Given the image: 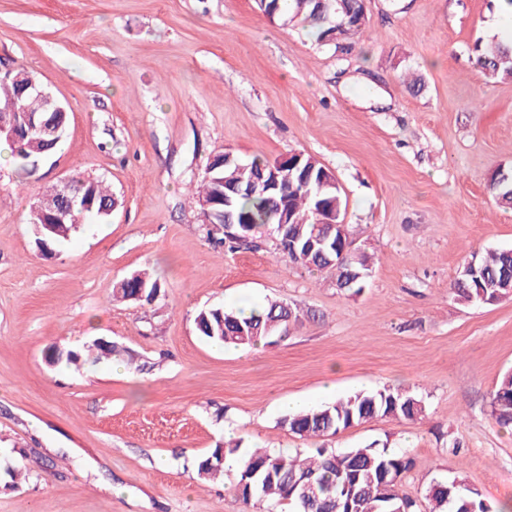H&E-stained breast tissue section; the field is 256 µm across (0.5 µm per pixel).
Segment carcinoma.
<instances>
[{
    "instance_id": "carcinoma-1",
    "label": "carcinoma",
    "mask_w": 512,
    "mask_h": 512,
    "mask_svg": "<svg viewBox=\"0 0 512 512\" xmlns=\"http://www.w3.org/2000/svg\"><path fill=\"white\" fill-rule=\"evenodd\" d=\"M259 9L277 10L281 20L304 23L316 29L317 40L331 44L335 51L346 54L355 45L367 25L359 0H332L322 8L315 0H269L257 2ZM476 60L489 80L512 79V63L505 60L512 51V41L493 39L479 42L474 48ZM23 110L46 117L45 102L37 95L21 96L19 87L11 81H0V113ZM17 167L29 175L36 173L40 161L39 147L26 140L24 145H10ZM271 163L256 156L240 165H225L220 161L206 163L198 179V197L212 203L214 222L224 225V213L235 222L234 234L221 238V243L232 248L256 247L270 230L278 228L277 221L284 210L290 215L286 233L276 234L282 242V254L294 264L306 268L328 270L339 274L330 260L340 254L338 236L331 235L326 244L311 249L307 247L316 228L319 206L328 199L341 197V191H318L316 181L322 164L310 155L303 156L301 166L312 171V178L305 182L292 177L286 183V191H265L258 186L248 190L249 183L258 178L261 170ZM236 184L240 192L224 204V184ZM73 192L78 199L91 205L86 215L106 220L109 215L99 210L102 202L115 203L112 192L99 180H74ZM75 230L70 224L59 225V232L38 236L36 246L43 252L47 247L70 237ZM475 267L459 274L452 290L458 300L493 304L509 293L512 285V248L487 251L483 255H471ZM342 268L359 273L370 270L368 257L362 252L347 255ZM146 289L162 288L161 283L148 273L142 272L129 283L115 289V295H126L127 290L140 286ZM285 310L283 302H269L249 310L212 307L200 311L196 318V330L200 336L215 343L232 347H248L280 333H288L289 322H277ZM121 356L114 346L95 351L83 349L69 353L53 361L59 365H77L80 362H97L103 357ZM491 406L497 422L502 426L512 424V372H506L495 391ZM425 411L424 402L413 393L399 388L385 387L376 392H355L336 402L308 408L290 414L282 425L293 434L304 438L334 436L340 431L366 421L384 417L397 420H414ZM242 455L244 464L237 472L235 490L246 504L254 500L273 497L288 501L294 512H390L392 500L400 495L402 479L411 468V459L387 445L372 443L361 448L336 450L319 447L311 456L297 451L293 454L268 449L241 452L239 442L215 448L197 465L199 476L214 481L224 477L220 457ZM308 477L319 485L318 496L304 500L293 493V480ZM409 512H494L478 489L468 486L464 480L453 478L432 482L422 502L404 497Z\"/></svg>"
}]
</instances>
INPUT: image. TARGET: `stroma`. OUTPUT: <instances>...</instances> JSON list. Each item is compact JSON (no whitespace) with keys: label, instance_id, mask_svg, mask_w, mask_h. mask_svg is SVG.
Here are the masks:
<instances>
[{"label":"stroma","instance_id":"stroma-1","mask_svg":"<svg viewBox=\"0 0 512 512\" xmlns=\"http://www.w3.org/2000/svg\"><path fill=\"white\" fill-rule=\"evenodd\" d=\"M366 15L340 55L255 0H0V68L33 73L69 115L35 175L0 150V512H292L244 504L234 471L198 475L230 440L385 443L412 460V498L457 477L512 503V429L491 407L512 371V295L482 305L450 291L466 257L512 248V209L488 195L512 167V79H487L474 52L512 23L499 0H366ZM224 151L302 152L335 174L349 238L371 258L361 292L292 264L274 238L231 252L208 240L192 189ZM73 176L120 204L42 252L30 210ZM143 269L159 295L115 298ZM244 300L286 302L300 320L245 349L198 335L200 310ZM97 339L124 359L47 360ZM385 386L421 397L424 417L321 443L281 424L288 399Z\"/></svg>","mask_w":512,"mask_h":512}]
</instances>
